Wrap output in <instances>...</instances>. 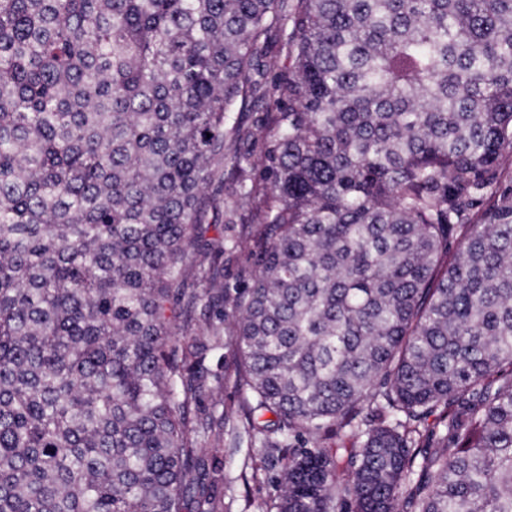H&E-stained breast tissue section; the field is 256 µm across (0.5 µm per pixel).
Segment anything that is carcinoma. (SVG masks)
Masks as SVG:
<instances>
[{
    "label": "carcinoma",
    "instance_id": "cac0c4a2",
    "mask_svg": "<svg viewBox=\"0 0 512 512\" xmlns=\"http://www.w3.org/2000/svg\"><path fill=\"white\" fill-rule=\"evenodd\" d=\"M506 154L512 0H0V512H219L229 375L275 512H512ZM231 178L226 173L224 174V192H220L215 194L213 188L209 189V193L211 195H215L217 200V209L213 212H210L209 218L212 222L211 224H221L222 215L224 212V205L232 206L236 201V196L233 190V185L231 184ZM218 213V214H217ZM240 403V396L234 387L233 378H230L229 381L224 383V388L219 392L218 395H215L213 401L210 399L207 401L209 407L215 411L216 415L222 413L223 410L229 407H234V409L238 408Z\"/></svg>",
    "mask_w": 512,
    "mask_h": 512
}]
</instances>
